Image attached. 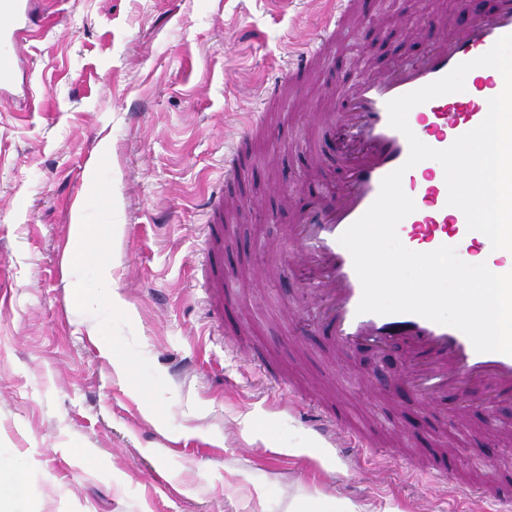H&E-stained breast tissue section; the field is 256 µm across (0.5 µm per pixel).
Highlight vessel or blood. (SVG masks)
Segmentation results:
<instances>
[{
  "mask_svg": "<svg viewBox=\"0 0 512 512\" xmlns=\"http://www.w3.org/2000/svg\"><path fill=\"white\" fill-rule=\"evenodd\" d=\"M350 9L349 0H342L340 10L325 22L318 42L295 56L292 81H300L319 66ZM456 10L469 15V22L452 29L446 18H421L420 34L430 40L427 50L420 57L401 58L367 73L349 86L341 107L326 115L323 127L344 162V173L340 183L318 194H301L294 204L295 222L286 236L313 320L330 343L341 352L363 344L379 352L401 347L399 390L429 409L464 417L474 407L512 401V355L477 352L458 329L415 314L358 313L361 283L350 253L339 241L375 201L383 177L404 168L408 158L407 139L388 124V102L444 77L458 64L489 51L500 37L512 34V0H498L489 16L473 13L472 0H456ZM44 24L45 17L35 10L33 0H0L1 107L13 104L16 87L31 84L33 70L22 58L20 44ZM486 115L481 104L457 92L417 105L409 126L423 143L442 150L477 127ZM404 170L402 188L416 206L397 229L408 249L430 252L450 243L460 251H483L495 273L512 271V260L492 249L487 236L468 230L462 211L448 206L439 162L428 159ZM204 205L210 250L217 258L224 244L223 192L205 193ZM416 467L451 477L457 465L451 451L442 448L423 455Z\"/></svg>",
  "mask_w": 512,
  "mask_h": 512,
  "instance_id": "b4317fda",
  "label": "vessel or blood"
}]
</instances>
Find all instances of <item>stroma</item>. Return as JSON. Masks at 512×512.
Listing matches in <instances>:
<instances>
[{
	"label": "stroma",
	"instance_id": "obj_1",
	"mask_svg": "<svg viewBox=\"0 0 512 512\" xmlns=\"http://www.w3.org/2000/svg\"><path fill=\"white\" fill-rule=\"evenodd\" d=\"M338 44L309 80L288 60L310 46L328 0H48L26 45L30 111L0 110V458L24 466L26 512H467L443 478L411 470L428 437L459 465L512 470V403L436 418L389 406L401 353L294 340L281 312L300 284H258L259 246L278 262L288 194L342 174L309 109L425 43L419 16L455 0H353ZM281 102L260 103L268 82ZM258 124L224 238L235 298L212 317L205 184ZM120 225L101 243L124 307L97 300L76 223ZM124 374H117V367ZM342 401L370 445L349 458L317 441L310 405ZM395 458L385 462L387 449Z\"/></svg>",
	"mask_w": 512,
	"mask_h": 512
}]
</instances>
